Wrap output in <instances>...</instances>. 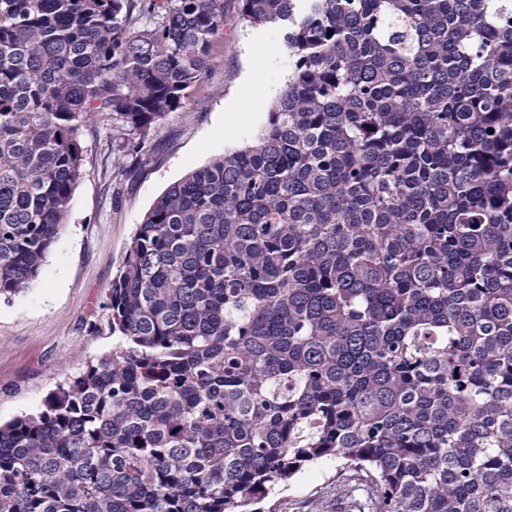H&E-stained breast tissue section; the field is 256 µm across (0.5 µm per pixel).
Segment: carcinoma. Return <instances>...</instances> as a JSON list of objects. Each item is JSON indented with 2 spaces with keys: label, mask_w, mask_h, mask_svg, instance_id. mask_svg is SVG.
I'll list each match as a JSON object with an SVG mask.
<instances>
[{
  "label": "carcinoma",
  "mask_w": 512,
  "mask_h": 512,
  "mask_svg": "<svg viewBox=\"0 0 512 512\" xmlns=\"http://www.w3.org/2000/svg\"><path fill=\"white\" fill-rule=\"evenodd\" d=\"M239 12L288 82L137 225L112 354L0 424V512H247L325 459L357 512H512V0ZM223 27L224 0H0V297L89 117L142 153Z\"/></svg>",
  "instance_id": "obj_1"
}]
</instances>
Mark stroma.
<instances>
[{"label": "stroma", "instance_id": "1", "mask_svg": "<svg viewBox=\"0 0 512 512\" xmlns=\"http://www.w3.org/2000/svg\"><path fill=\"white\" fill-rule=\"evenodd\" d=\"M291 68L280 28L245 26L238 0H224L217 55L182 106L150 132L149 154L124 152L121 129L89 120L64 229L37 281L0 299L1 422L37 410L64 378L111 353L119 338L107 290L136 224L169 185L255 139ZM336 471L329 459L305 468L255 512H353Z\"/></svg>", "mask_w": 512, "mask_h": 512}]
</instances>
